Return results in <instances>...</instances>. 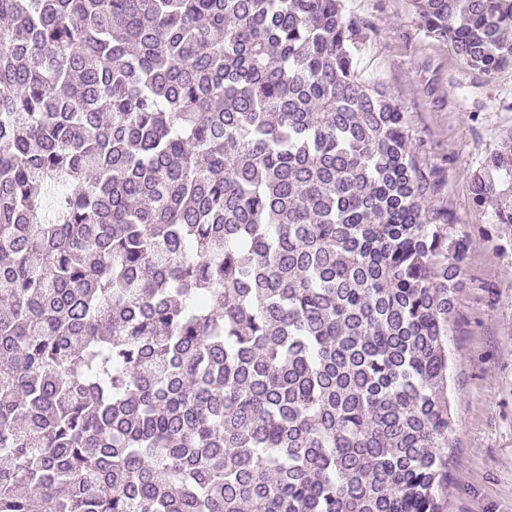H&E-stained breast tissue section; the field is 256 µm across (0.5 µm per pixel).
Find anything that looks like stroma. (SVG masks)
<instances>
[{"label":"stroma","mask_w":512,"mask_h":512,"mask_svg":"<svg viewBox=\"0 0 512 512\" xmlns=\"http://www.w3.org/2000/svg\"><path fill=\"white\" fill-rule=\"evenodd\" d=\"M345 5L372 24L359 74L383 80L403 107L432 223L470 236L448 321V512H512V226H493L471 186L512 132V69L487 76L461 64L447 43L423 35L410 0Z\"/></svg>","instance_id":"obj_1"}]
</instances>
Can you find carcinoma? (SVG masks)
Here are the masks:
<instances>
[{
	"instance_id": "obj_1",
	"label": "carcinoma",
	"mask_w": 512,
	"mask_h": 512,
	"mask_svg": "<svg viewBox=\"0 0 512 512\" xmlns=\"http://www.w3.org/2000/svg\"><path fill=\"white\" fill-rule=\"evenodd\" d=\"M512 66V0H411ZM343 0H0V512H446L469 235ZM473 201L512 224V133Z\"/></svg>"
}]
</instances>
